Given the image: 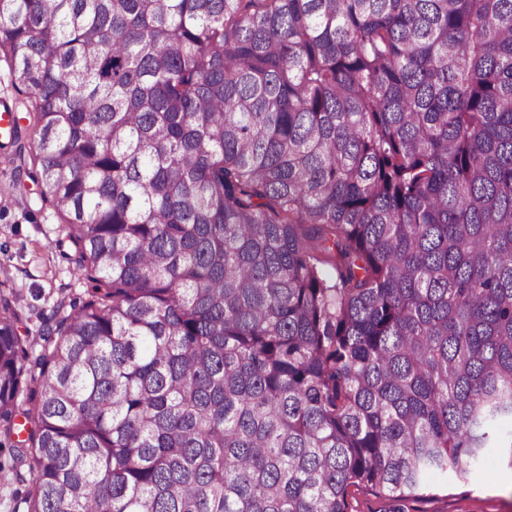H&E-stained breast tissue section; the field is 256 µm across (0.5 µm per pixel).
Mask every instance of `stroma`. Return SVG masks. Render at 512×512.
Segmentation results:
<instances>
[{
    "mask_svg": "<svg viewBox=\"0 0 512 512\" xmlns=\"http://www.w3.org/2000/svg\"><path fill=\"white\" fill-rule=\"evenodd\" d=\"M11 148H0V290L21 304V335L38 342L60 300L81 297L86 285L65 257V234L55 209L19 176ZM348 512H512V453L494 449L485 477L437 478L403 501L360 484L350 487Z\"/></svg>",
    "mask_w": 512,
    "mask_h": 512,
    "instance_id": "1",
    "label": "stroma"
}]
</instances>
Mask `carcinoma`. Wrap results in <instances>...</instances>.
Wrapping results in <instances>:
<instances>
[{
  "mask_svg": "<svg viewBox=\"0 0 512 512\" xmlns=\"http://www.w3.org/2000/svg\"><path fill=\"white\" fill-rule=\"evenodd\" d=\"M0 62L86 284L37 352L0 293L12 512H346L512 451V0H0Z\"/></svg>",
  "mask_w": 512,
  "mask_h": 512,
  "instance_id": "obj_1",
  "label": "carcinoma"
}]
</instances>
